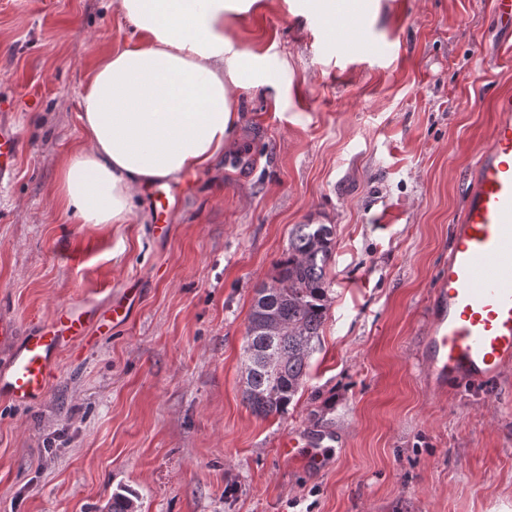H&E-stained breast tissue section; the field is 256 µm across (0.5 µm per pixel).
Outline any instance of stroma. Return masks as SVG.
Segmentation results:
<instances>
[{
  "label": "stroma",
  "mask_w": 512,
  "mask_h": 512,
  "mask_svg": "<svg viewBox=\"0 0 512 512\" xmlns=\"http://www.w3.org/2000/svg\"><path fill=\"white\" fill-rule=\"evenodd\" d=\"M229 33L266 82L239 93L224 152L195 173L166 237L55 204L87 141L79 96L134 28L111 0H0V114L22 148L0 179V316L17 336L57 308L128 320L64 351L43 401L0 400V512H512V368L434 385L423 363L467 172L512 94L492 0H259ZM298 224H331L328 312L302 395L260 417L243 397L255 291ZM332 433L313 470L289 436Z\"/></svg>",
  "instance_id": "1"
}]
</instances>
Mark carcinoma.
I'll return each mask as SVG.
<instances>
[{
  "label": "carcinoma",
  "mask_w": 512,
  "mask_h": 512,
  "mask_svg": "<svg viewBox=\"0 0 512 512\" xmlns=\"http://www.w3.org/2000/svg\"><path fill=\"white\" fill-rule=\"evenodd\" d=\"M331 224H298L271 283L256 291L245 331L244 400L267 417L288 410L302 388L327 316ZM132 497L112 495L107 512H134Z\"/></svg>",
  "instance_id": "cac0c4a2"
}]
</instances>
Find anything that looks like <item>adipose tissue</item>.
I'll use <instances>...</instances> for the list:
<instances>
[{"label": "adipose tissue", "mask_w": 512, "mask_h": 512, "mask_svg": "<svg viewBox=\"0 0 512 512\" xmlns=\"http://www.w3.org/2000/svg\"><path fill=\"white\" fill-rule=\"evenodd\" d=\"M257 0H116L135 36L96 64L81 95L91 149L67 157L58 204L87 224H123L141 185L209 166L239 120L240 90L262 68L224 18Z\"/></svg>", "instance_id": "adipose-tissue-1"}]
</instances>
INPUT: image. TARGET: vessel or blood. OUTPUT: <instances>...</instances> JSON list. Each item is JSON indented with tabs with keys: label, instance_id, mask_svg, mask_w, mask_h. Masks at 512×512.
Wrapping results in <instances>:
<instances>
[{
	"label": "vessel or blood",
	"instance_id": "b4317fda",
	"mask_svg": "<svg viewBox=\"0 0 512 512\" xmlns=\"http://www.w3.org/2000/svg\"><path fill=\"white\" fill-rule=\"evenodd\" d=\"M491 143L469 171L462 221L453 225L448 274L436 292L424 361L435 384L490 382L512 366V94L493 103ZM160 214H169L177 187L144 188ZM131 305L112 303L106 312L89 305L59 309L18 340L0 364V398L32 405L41 401L65 347L84 336L91 322L104 331L124 322ZM288 458L321 467L329 450L324 436L288 437Z\"/></svg>",
	"mask_w": 512,
	"mask_h": 512
}]
</instances>
